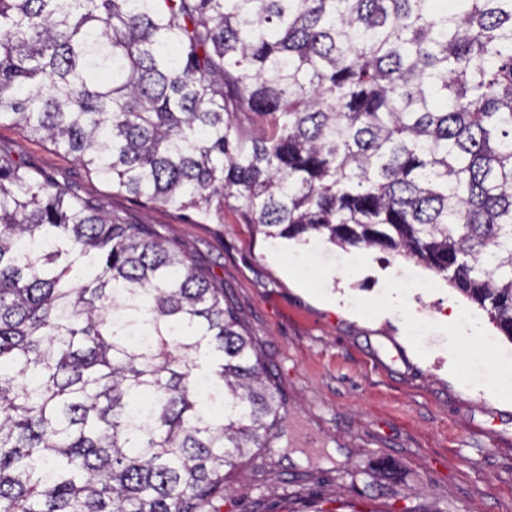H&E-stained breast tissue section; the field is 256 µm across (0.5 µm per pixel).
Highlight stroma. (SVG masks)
<instances>
[{"label": "stroma", "mask_w": 512, "mask_h": 512, "mask_svg": "<svg viewBox=\"0 0 512 512\" xmlns=\"http://www.w3.org/2000/svg\"><path fill=\"white\" fill-rule=\"evenodd\" d=\"M0 149L130 224H153L224 284L284 403L268 451L223 512H512V397L493 392L512 340L433 271L378 249L328 276L317 239L266 238L241 210L117 191L49 142L0 124ZM432 282L413 296L408 275Z\"/></svg>", "instance_id": "obj_1"}]
</instances>
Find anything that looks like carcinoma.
Segmentation results:
<instances>
[{"label":"carcinoma","mask_w":512,"mask_h":512,"mask_svg":"<svg viewBox=\"0 0 512 512\" xmlns=\"http://www.w3.org/2000/svg\"><path fill=\"white\" fill-rule=\"evenodd\" d=\"M2 122L119 192L413 259L512 340V0H0ZM281 409L187 250L0 150V512H222Z\"/></svg>","instance_id":"cac0c4a2"}]
</instances>
